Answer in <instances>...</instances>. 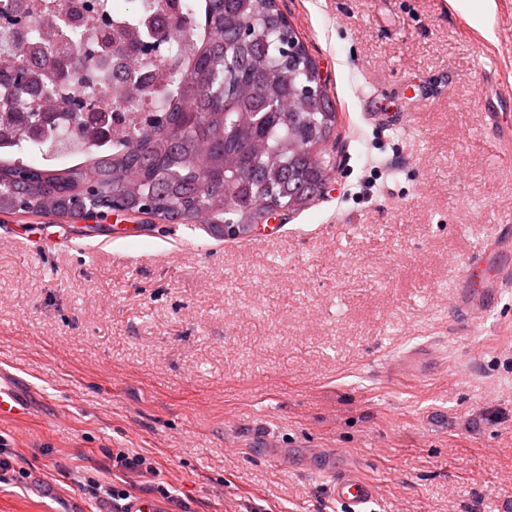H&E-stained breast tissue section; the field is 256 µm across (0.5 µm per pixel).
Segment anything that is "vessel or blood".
Masks as SVG:
<instances>
[{
  "instance_id": "vessel-or-blood-1",
  "label": "vessel or blood",
  "mask_w": 512,
  "mask_h": 512,
  "mask_svg": "<svg viewBox=\"0 0 512 512\" xmlns=\"http://www.w3.org/2000/svg\"><path fill=\"white\" fill-rule=\"evenodd\" d=\"M512 286V225H503L499 239L490 248L477 251L468 260L453 295V306L473 319L483 317L492 308L503 288ZM434 362L430 350L418 349L398 359L395 377L419 379ZM27 407L16 385L0 372V419L26 418ZM335 450L316 455L318 471L331 475V489L348 512H365V506L377 493L376 484L352 470H338Z\"/></svg>"
}]
</instances>
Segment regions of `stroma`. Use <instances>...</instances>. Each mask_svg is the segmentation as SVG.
Returning a JSON list of instances; mask_svg holds the SVG:
<instances>
[{"label":"stroma","mask_w":512,"mask_h":512,"mask_svg":"<svg viewBox=\"0 0 512 512\" xmlns=\"http://www.w3.org/2000/svg\"><path fill=\"white\" fill-rule=\"evenodd\" d=\"M277 3L338 112L314 204L230 242L0 214V367L30 407L0 421L27 473L0 512H100L111 484L171 486L169 512H347L322 448L376 483L368 512H512V287L479 322L452 307L512 225L491 128L512 127V0ZM367 98L405 123L370 124ZM419 348L430 376L393 382ZM121 450L154 473L113 468Z\"/></svg>","instance_id":"stroma-1"}]
</instances>
